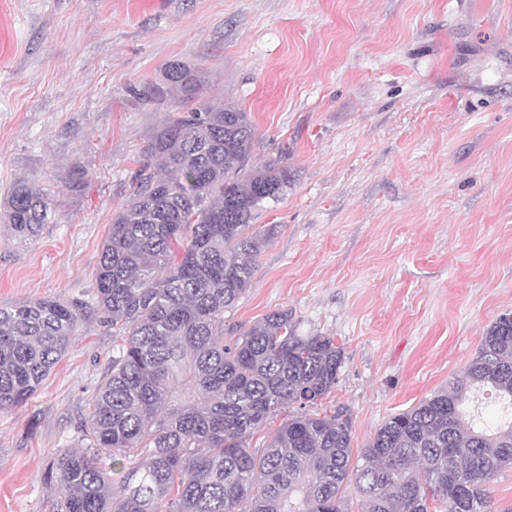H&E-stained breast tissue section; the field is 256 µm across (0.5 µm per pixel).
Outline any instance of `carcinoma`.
I'll return each instance as SVG.
<instances>
[{
	"label": "carcinoma",
	"instance_id": "obj_1",
	"mask_svg": "<svg viewBox=\"0 0 512 512\" xmlns=\"http://www.w3.org/2000/svg\"><path fill=\"white\" fill-rule=\"evenodd\" d=\"M199 74L168 64L143 95L175 94L112 217L94 301L0 307V410L33 396L90 306L112 329V367L84 419L87 444L46 473L57 512H495L512 465V314L484 331L463 376L385 420L358 456L339 412L316 411L343 361L333 337L273 311L224 340V311L251 287L257 209L291 184L253 161L247 113L201 102ZM48 193L19 177L5 214L16 239L47 223ZM292 409L262 448L255 433ZM120 466L119 482L100 457ZM497 512H512V466L499 472L490 485Z\"/></svg>",
	"mask_w": 512,
	"mask_h": 512
}]
</instances>
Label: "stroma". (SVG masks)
<instances>
[{
  "label": "stroma",
  "mask_w": 512,
  "mask_h": 512,
  "mask_svg": "<svg viewBox=\"0 0 512 512\" xmlns=\"http://www.w3.org/2000/svg\"><path fill=\"white\" fill-rule=\"evenodd\" d=\"M173 61L247 113L255 161L294 174L257 212L271 236L224 329L285 309L333 337L343 364L321 406L360 450L512 311V0H0V306L90 299L174 109L136 90ZM19 177L52 211L23 243L4 219ZM111 361L88 312L37 393L0 412V512H53L45 474L84 447Z\"/></svg>",
  "instance_id": "stroma-1"
}]
</instances>
